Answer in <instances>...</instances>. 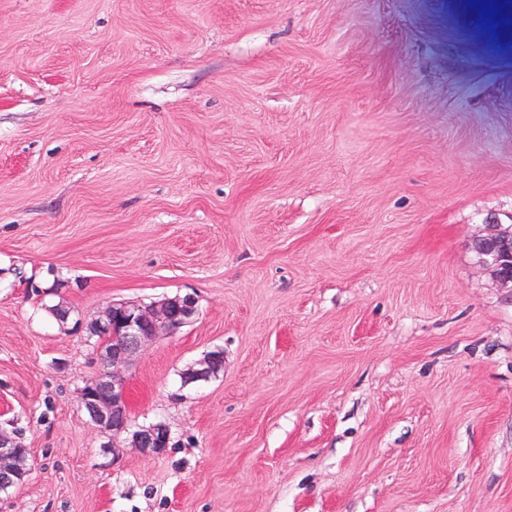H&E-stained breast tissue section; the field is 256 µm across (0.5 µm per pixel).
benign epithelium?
<instances>
[{
    "label": "benign epithelium",
    "instance_id": "1",
    "mask_svg": "<svg viewBox=\"0 0 512 512\" xmlns=\"http://www.w3.org/2000/svg\"><path fill=\"white\" fill-rule=\"evenodd\" d=\"M478 261L491 268L498 282L512 288V227L493 219L487 231L470 243ZM196 313L195 301L189 296H175L142 306L114 302L90 324V331L112 337V342L99 348L101 372L81 390L79 403L98 430L112 436V447L121 434L129 431L131 421L128 389L123 370L131 365L156 337L173 332L191 322ZM224 366L223 352L209 353L201 368L192 371L188 379L205 380ZM171 433L162 424H152L131 434V446L146 456H159L170 447ZM16 442L5 432L0 433V487L11 489L24 481L15 472Z\"/></svg>",
    "mask_w": 512,
    "mask_h": 512
}]
</instances>
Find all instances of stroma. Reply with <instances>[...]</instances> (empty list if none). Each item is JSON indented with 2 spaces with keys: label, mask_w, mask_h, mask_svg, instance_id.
<instances>
[{
  "label": "stroma",
  "mask_w": 512,
  "mask_h": 512,
  "mask_svg": "<svg viewBox=\"0 0 512 512\" xmlns=\"http://www.w3.org/2000/svg\"><path fill=\"white\" fill-rule=\"evenodd\" d=\"M504 7L0 0V512H512ZM173 296L112 452L87 326ZM487 231L475 237L470 248L478 261L491 268L498 282L512 288V227L493 219ZM200 366L201 368L189 374L188 380H205L217 374L224 366L223 352L219 350L210 352ZM171 433L162 423L139 428L131 434V446L139 448L146 456H159L170 446ZM16 455V442L12 436L5 432L0 433V488L11 489L22 483L27 473L19 478L15 472L14 458Z\"/></svg>",
  "instance_id": "1"
}]
</instances>
